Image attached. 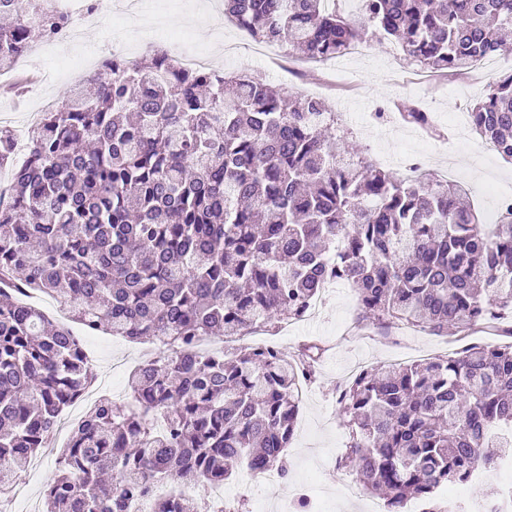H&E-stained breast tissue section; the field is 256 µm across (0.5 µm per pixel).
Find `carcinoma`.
<instances>
[{"label":"carcinoma","mask_w":512,"mask_h":512,"mask_svg":"<svg viewBox=\"0 0 512 512\" xmlns=\"http://www.w3.org/2000/svg\"><path fill=\"white\" fill-rule=\"evenodd\" d=\"M327 0H224L254 40L286 41L309 61L395 38L405 57L456 72L512 52V0H363L366 20ZM0 71L65 16L50 0H0ZM60 96L31 132L0 205V490L44 447L94 375L81 344L37 307L52 295L85 327L164 347L129 376L135 407L103 398L73 430L44 512H224L164 482L206 490L245 468L288 475L298 387L315 346L206 354L197 341L245 336L302 317L328 281L352 286L357 325L434 336L512 312V204L484 224L466 188L433 173L397 179L349 141L318 98L258 74L183 68L165 51L109 60ZM477 134L512 161V73L471 111ZM404 122L436 131L415 106ZM0 128V167L13 161ZM342 458L386 512L512 454V343L466 345L366 371L337 398Z\"/></svg>","instance_id":"1"}]
</instances>
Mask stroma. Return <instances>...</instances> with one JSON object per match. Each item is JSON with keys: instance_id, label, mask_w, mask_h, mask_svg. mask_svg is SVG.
I'll list each match as a JSON object with an SVG mask.
<instances>
[{"instance_id": "35a3bbf8", "label": "stroma", "mask_w": 512, "mask_h": 512, "mask_svg": "<svg viewBox=\"0 0 512 512\" xmlns=\"http://www.w3.org/2000/svg\"><path fill=\"white\" fill-rule=\"evenodd\" d=\"M125 0H109V10L91 25L74 46V55L91 58L95 50L109 47L117 37L112 24V9ZM165 8V25L169 35H188L200 48L209 50L212 61L224 62V48L248 40L247 32L224 19V0H156ZM272 59L258 61L248 51H240L234 69L260 73L274 86L285 90L319 91L340 115L363 113L368 125L355 130L357 144L382 167L395 176L405 173L404 149L424 153L431 137L413 129L399 115L401 107L429 102L438 115V123L448 138V152L426 156V168L447 174L471 191L469 201L481 215L489 216L500 208L499 198L512 196V164L495 152H477L473 136L457 128L461 113L469 111L482 97L490 83L512 72V54L496 56L493 64L482 66L479 76L467 74L445 77L440 85L425 82L418 66L405 59L401 48L392 42H372L360 55L347 54L327 61L319 68L298 76L291 68L296 54L288 44L272 48ZM19 68L38 73L44 79L47 94L60 97L75 79L66 71L54 72L42 46L21 59ZM357 303L350 289L338 287L325 297L312 322L293 323L288 331L251 337V344L262 342L295 356L307 342L318 343L323 354L313 382L300 403L299 424L288 449L287 478L264 482L260 477L242 473L224 484L227 502L239 512H254L256 502L276 505L288 499L298 487L327 493V512H366L371 500L365 490L350 493L353 474L339 464L346 452L349 432L339 413L338 390L350 377L354 366L384 368L400 359L404 362L432 356L449 355L459 349V342L444 336H431L411 329L380 333L356 327ZM159 344L129 341L119 336L98 335L86 346L90 366L102 383V394L119 405L130 404L127 380L131 370L147 358L159 355ZM55 450L44 448L18 471L13 484L23 497L19 512H42L43 490L58 474Z\"/></svg>"}]
</instances>
